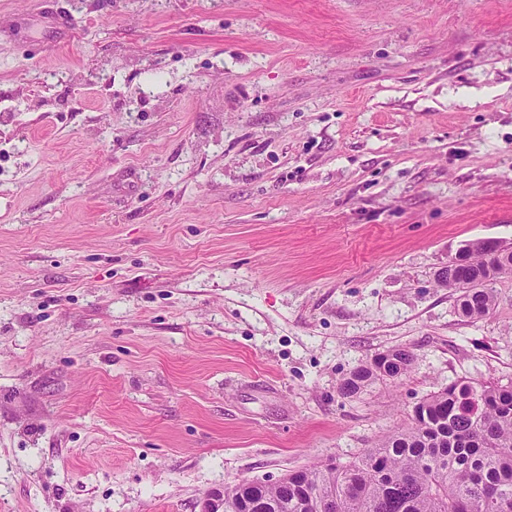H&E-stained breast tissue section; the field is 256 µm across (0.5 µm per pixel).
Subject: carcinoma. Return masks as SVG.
Masks as SVG:
<instances>
[{
  "label": "carcinoma",
  "instance_id": "cac0c4a2",
  "mask_svg": "<svg viewBox=\"0 0 512 512\" xmlns=\"http://www.w3.org/2000/svg\"><path fill=\"white\" fill-rule=\"evenodd\" d=\"M512 275V261L460 264L442 284L459 292L464 317L493 306L482 279ZM413 354L391 349L343 380L355 395L411 370ZM227 512H512V383L457 380L414 407L410 424L348 463L321 462L271 484L224 486Z\"/></svg>",
  "mask_w": 512,
  "mask_h": 512
}]
</instances>
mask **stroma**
Instances as JSON below:
<instances>
[{
	"label": "stroma",
	"instance_id": "1",
	"mask_svg": "<svg viewBox=\"0 0 512 512\" xmlns=\"http://www.w3.org/2000/svg\"><path fill=\"white\" fill-rule=\"evenodd\" d=\"M0 0V512H199L512 382V0ZM410 373L340 384L390 349ZM60 1L61 0H45L46 3L52 6L44 10L43 18L46 20L47 27L63 38L71 33L72 20L71 14L66 8L57 6ZM497 240L491 238H478L465 244L459 253L448 262V267L458 265L452 273H448V267L438 273L439 278L446 275L448 279L440 281L448 288H454L461 293L458 297L462 314L472 321L486 317L493 306V294L491 288H486L480 279L492 277L496 281L503 275H512L511 258L503 260L501 257L484 258L474 266L472 263H464V259L473 261L477 255H506L511 250H503ZM460 264V265H459ZM492 281V282H493ZM467 285V288H460Z\"/></svg>",
	"mask_w": 512,
	"mask_h": 512
}]
</instances>
